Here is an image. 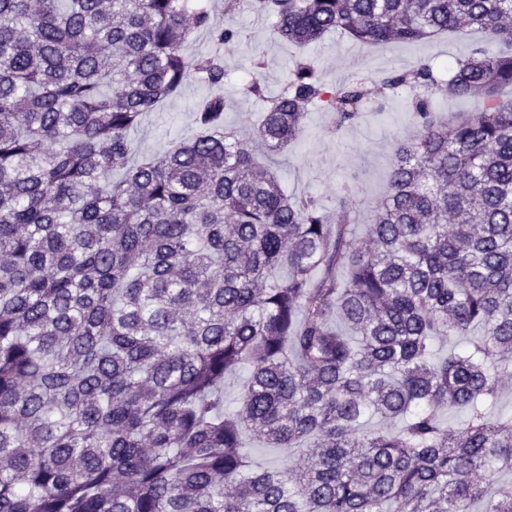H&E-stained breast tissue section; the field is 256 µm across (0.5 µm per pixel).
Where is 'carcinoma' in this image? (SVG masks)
<instances>
[{
	"mask_svg": "<svg viewBox=\"0 0 512 512\" xmlns=\"http://www.w3.org/2000/svg\"><path fill=\"white\" fill-rule=\"evenodd\" d=\"M243 8L300 47L477 41L445 78L419 60L374 90L299 58L275 96L246 84L267 102L250 139L224 127L223 59L184 53L238 40L208 5L0 0V512H512V486L489 490L512 465V0H224ZM193 78L214 89L196 133L133 158L142 115ZM402 90L419 133L368 245L352 187L333 224L259 160L311 106L341 127ZM438 95L484 107L446 120ZM439 336L468 340L440 357Z\"/></svg>",
	"mask_w": 512,
	"mask_h": 512,
	"instance_id": "cac0c4a2",
	"label": "carcinoma"
}]
</instances>
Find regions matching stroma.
<instances>
[{
	"label": "stroma",
	"instance_id": "obj_1",
	"mask_svg": "<svg viewBox=\"0 0 512 512\" xmlns=\"http://www.w3.org/2000/svg\"><path fill=\"white\" fill-rule=\"evenodd\" d=\"M239 30L241 42L227 45L199 33L186 47L187 54L219 53L224 59V125L247 131L263 109L261 101L246 97L243 78L248 75L253 54H261L263 77L268 94H278L291 58L292 47L276 39L271 19L239 11L231 20ZM472 41L463 35L424 39L414 43H386L366 47L333 35L309 49L327 83L333 84L357 73L375 81L391 68L411 66L421 59L437 63L465 57ZM210 88L201 81L187 84L176 96L167 99L159 110L148 113L141 126L131 133L135 154H151L172 141L189 136L194 130L192 107L207 96ZM400 92L384 104L370 103L351 125L337 127L336 115L321 108H310L302 135L288 151L272 157L285 191L312 195L326 205H334L345 185L361 190L353 236L366 240L371 222V206L387 185L395 142L412 137L416 123Z\"/></svg>",
	"mask_w": 512,
	"mask_h": 512
}]
</instances>
